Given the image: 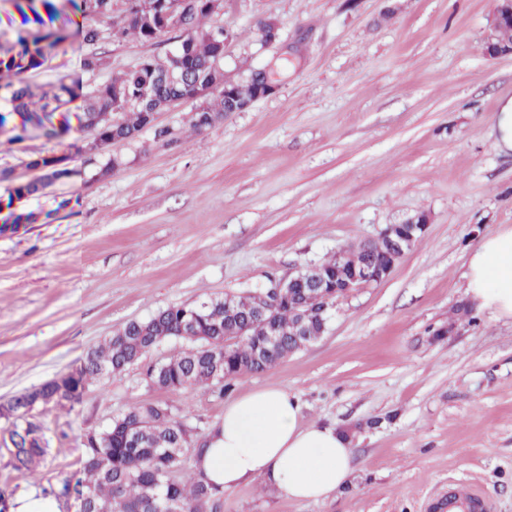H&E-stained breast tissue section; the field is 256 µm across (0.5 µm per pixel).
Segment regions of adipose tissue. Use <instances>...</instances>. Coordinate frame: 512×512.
<instances>
[{"instance_id": "1", "label": "adipose tissue", "mask_w": 512, "mask_h": 512, "mask_svg": "<svg viewBox=\"0 0 512 512\" xmlns=\"http://www.w3.org/2000/svg\"><path fill=\"white\" fill-rule=\"evenodd\" d=\"M470 298L498 317H512V226L483 237L465 274ZM287 389L250 390L224 407L196 464L218 489L259 479L299 501L324 500L349 482L354 450L336 427L300 423Z\"/></svg>"}]
</instances>
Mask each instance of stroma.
Wrapping results in <instances>:
<instances>
[{
  "instance_id": "1",
  "label": "stroma",
  "mask_w": 512,
  "mask_h": 512,
  "mask_svg": "<svg viewBox=\"0 0 512 512\" xmlns=\"http://www.w3.org/2000/svg\"><path fill=\"white\" fill-rule=\"evenodd\" d=\"M47 26L75 31L78 0H0V44L23 29L28 4ZM497 0H223L210 26L228 34L223 68L239 81L280 70L275 91L246 111L191 130L194 103L158 113L153 130L86 150L78 107L56 114L68 132L10 141L20 114L0 108V171L34 178L31 154L69 158L75 173L18 201L0 181V220L19 207L49 224L0 236V403L76 367L134 319L208 296L286 280L306 265L377 239L408 217L429 218L422 241L378 284L339 298L327 331L274 368L218 393L150 386L140 363L89 385L75 406L35 407L49 442L42 467L17 470L0 420V489L59 491L78 467L80 437L129 406L170 405L198 433L226 401L279 385L301 420L336 426L356 469L322 501H296L254 480L225 490L220 512H445L448 491L475 486L490 512H512V319L466 293L473 247L512 225V153L495 148L491 117L512 98V55L486 45ZM274 23L275 44L259 27ZM133 38L103 45L111 65L82 72L87 46L65 44L42 84L68 74L84 88L165 56ZM123 166L102 174L109 156Z\"/></svg>"
}]
</instances>
